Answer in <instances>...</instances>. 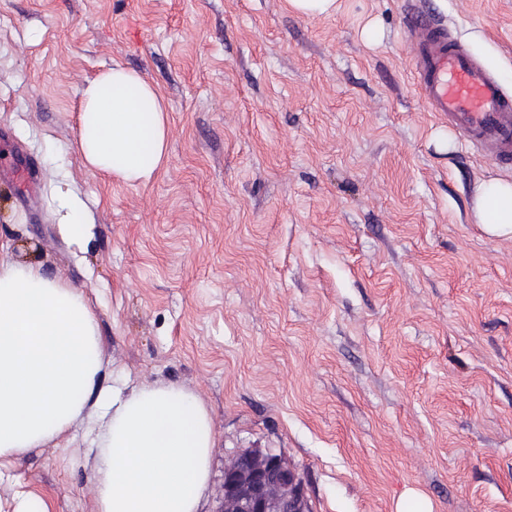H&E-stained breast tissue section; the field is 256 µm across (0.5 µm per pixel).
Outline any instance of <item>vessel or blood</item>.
<instances>
[{
	"instance_id": "obj_1",
	"label": "vessel or blood",
	"mask_w": 512,
	"mask_h": 512,
	"mask_svg": "<svg viewBox=\"0 0 512 512\" xmlns=\"http://www.w3.org/2000/svg\"><path fill=\"white\" fill-rule=\"evenodd\" d=\"M406 25L414 37L413 72L427 108L447 118L466 146L498 163L512 162V95L465 45L449 37L440 17L416 11Z\"/></svg>"
}]
</instances>
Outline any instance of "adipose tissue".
Returning <instances> with one entry per match:
<instances>
[{"label":"adipose tissue","mask_w":512,"mask_h":512,"mask_svg":"<svg viewBox=\"0 0 512 512\" xmlns=\"http://www.w3.org/2000/svg\"><path fill=\"white\" fill-rule=\"evenodd\" d=\"M80 153L92 170L144 185L167 149V115L156 86L112 67L85 87ZM58 233L80 247L93 217L70 183L55 187ZM473 218L493 237H512V181L481 184ZM81 442L94 462L95 512H201L216 436L197 395L145 385L105 370L96 315L83 289L14 259L0 241V487L8 512H49L15 467L35 448Z\"/></svg>","instance_id":"ef3b65f1"}]
</instances>
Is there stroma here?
<instances>
[{
    "label": "stroma",
    "instance_id": "stroma-1",
    "mask_svg": "<svg viewBox=\"0 0 512 512\" xmlns=\"http://www.w3.org/2000/svg\"><path fill=\"white\" fill-rule=\"evenodd\" d=\"M0 0V239L88 291L105 360L199 395L224 458L285 457L313 512H512V239L472 205L511 178L424 106L405 27L438 13L512 94V0ZM375 25L377 38L363 30ZM139 72L167 108L145 185L89 170L82 91ZM94 218L59 237L57 168ZM78 446L17 465L53 512H95ZM288 4L295 12L309 16L336 11V0H289Z\"/></svg>",
    "mask_w": 512,
    "mask_h": 512
}]
</instances>
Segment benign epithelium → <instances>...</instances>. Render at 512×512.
I'll list each match as a JSON object with an SVG mask.
<instances>
[{"instance_id":"benign-epithelium-1","label":"benign epithelium","mask_w":512,"mask_h":512,"mask_svg":"<svg viewBox=\"0 0 512 512\" xmlns=\"http://www.w3.org/2000/svg\"><path fill=\"white\" fill-rule=\"evenodd\" d=\"M218 512H312L299 470L261 448L224 460L223 497Z\"/></svg>"}]
</instances>
